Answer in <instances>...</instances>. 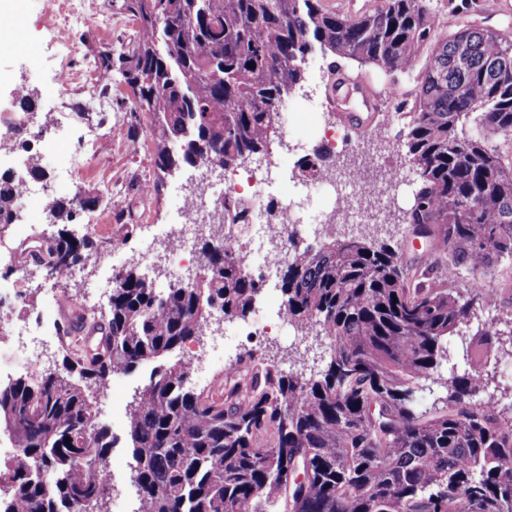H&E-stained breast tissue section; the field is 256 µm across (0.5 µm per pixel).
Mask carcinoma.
I'll use <instances>...</instances> for the list:
<instances>
[{
  "label": "carcinoma",
  "mask_w": 512,
  "mask_h": 512,
  "mask_svg": "<svg viewBox=\"0 0 512 512\" xmlns=\"http://www.w3.org/2000/svg\"><path fill=\"white\" fill-rule=\"evenodd\" d=\"M429 2L383 0L347 16L321 0H124L138 35L119 54L121 74L152 116L163 174L227 172L267 152L283 134L284 91L317 46L392 77L413 74L427 53L415 99L396 110L410 108L408 224L428 255L407 265L353 234L303 248L290 240L284 308L296 326L319 327L328 362L307 377L250 352L223 400L196 391L170 355L213 312H250L263 285L240 251L202 241L201 277L163 290L121 269L107 305L87 317L105 331L102 347L75 337L60 380L0 387V425L19 449L0 462V484L16 512L109 498L101 472L113 439L90 386L147 362L156 366L128 414L138 512H273L281 502L287 512H512V415L478 398L482 370L447 379L443 401L415 405L420 381L441 382L448 338L495 304L493 289L459 281L457 265L512 260V165L489 141L512 135V39L473 27L440 38ZM13 204L1 175L0 213ZM48 207L71 222L80 205ZM224 217L246 223L244 203L225 198ZM49 241L50 272L86 261V239L62 230Z\"/></svg>",
  "instance_id": "cac0c4a2"
}]
</instances>
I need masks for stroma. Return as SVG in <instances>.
<instances>
[{
  "mask_svg": "<svg viewBox=\"0 0 512 512\" xmlns=\"http://www.w3.org/2000/svg\"><path fill=\"white\" fill-rule=\"evenodd\" d=\"M73 7L69 24L54 41L49 35L54 21L46 11V0H20L21 36L31 50L26 53L0 48V111L10 108L16 88L24 87L26 94L38 102L36 121L48 124V136L54 141L52 150L31 155L33 165L42 171L38 185L44 188L46 201L24 199L17 201L15 207L22 223L29 225L32 233L50 237L65 226L49 216V202H68L78 192L93 196L97 200L95 209L103 216L95 233L85 234L78 220L65 228L76 237H89L96 253L112 244H121L118 262L125 267H135L139 264L143 241L154 240L158 255L168 254L169 244L175 236L172 228L174 194L178 191L191 194V179L196 170L184 166L157 176L155 150L149 135L150 116L141 112L133 118L128 112L114 108H92L93 99L98 97L132 101V93L119 72L100 76L93 86L77 82L64 94L53 93L62 42L74 41L81 45L82 54L69 62L73 70L81 72L95 68L100 53H118L120 46L128 43L136 30L122 9V0H73ZM434 14L447 19L446 25L438 29L442 35L468 24L512 36V0H498L494 7L483 5L478 12L468 16L449 12L445 0H436ZM334 61L364 88L363 93L349 96L337 110L329 106L325 95L327 67ZM416 89L415 80L403 78L394 85L378 67L344 59L337 61L330 52L315 50L303 80L287 98L293 108L292 122L266 156L279 184H291L299 172L301 159L322 149L318 133L322 127L338 134L335 150L327 155L328 170H335L348 154L366 160L386 159L400 170H408L410 162L404 145V123L395 118L393 111H386L385 119L380 123L366 124L361 132L345 124L343 115L347 112L366 113L369 105L378 102L412 99ZM90 131L112 133V148L80 180H70L63 172L65 157ZM146 183L151 186L147 192L142 189ZM107 186L112 189V198L108 201L103 198V189ZM390 196L389 231L382 232L370 225L363 231V238L400 248L407 259L423 254L424 242L406 233L412 204L410 189L392 190ZM44 275V269H37L27 287L26 314L32 318L67 313L71 308L70 299L76 293L75 286L71 285L63 288L56 297L44 295L41 286ZM480 279L496 291L498 305L493 311L481 313L479 320L466 328L465 333L469 336L491 316L503 320L512 318V262L495 263L481 274ZM253 320V314L249 313L224 321L222 333L227 338L224 351L201 373L194 375L193 381L198 388L213 396L225 397L235 382L234 377L227 375V368L236 364L252 346L268 361L277 362L285 369L317 371L323 368L322 346L314 339H303L300 331L292 328L260 337L257 344H249L247 334ZM150 371V365L146 364L131 372L115 373L106 382L112 405L101 411L98 421L115 441L108 457L114 480L112 495L106 504L108 512H113L119 502L123 503L124 512H137L139 508L132 479L133 458L127 423L129 406Z\"/></svg>",
  "mask_w": 512,
  "mask_h": 512,
  "instance_id": "obj_1",
  "label": "stroma"
}]
</instances>
